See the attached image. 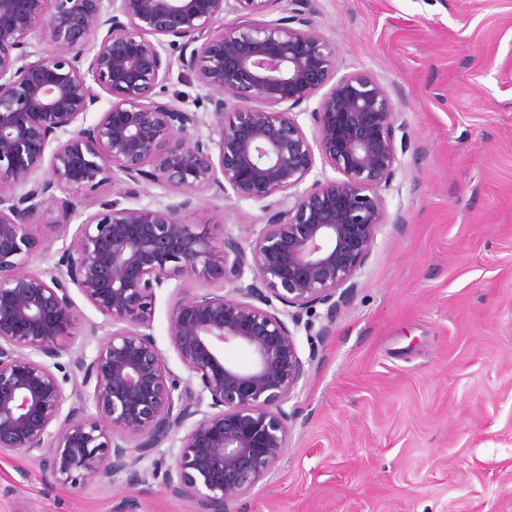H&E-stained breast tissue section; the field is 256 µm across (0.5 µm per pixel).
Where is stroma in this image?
Wrapping results in <instances>:
<instances>
[{"label": "stroma", "instance_id": "35a3bbf8", "mask_svg": "<svg viewBox=\"0 0 512 512\" xmlns=\"http://www.w3.org/2000/svg\"><path fill=\"white\" fill-rule=\"evenodd\" d=\"M338 74L366 71L410 148L350 305L318 344L288 450L243 512H512V0H311ZM214 241L257 202L200 193ZM171 289L152 332L171 371ZM0 512H196L160 480L81 487L0 456Z\"/></svg>", "mask_w": 512, "mask_h": 512}]
</instances>
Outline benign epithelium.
<instances>
[{"mask_svg": "<svg viewBox=\"0 0 512 512\" xmlns=\"http://www.w3.org/2000/svg\"><path fill=\"white\" fill-rule=\"evenodd\" d=\"M227 10L239 21L224 23ZM173 51L211 111L164 97ZM104 94L108 107L81 123ZM315 98L309 136L296 108ZM407 145L382 83L336 77L308 0H0V453L61 483L134 489L168 444L165 491L233 512L288 449L298 409L287 404L378 232L403 223L383 192ZM111 184L164 200L133 206L130 191L105 195ZM202 191L264 203L265 224L216 246L205 222L184 220ZM42 219L62 240L54 252L32 234ZM173 280L220 283L173 288L169 342L195 389L180 388L151 333ZM74 289L112 331L92 354L69 353L81 384L68 390L57 372L60 338L82 315ZM319 306L316 330L303 316ZM228 346L250 363L226 360Z\"/></svg>", "mask_w": 512, "mask_h": 512, "instance_id": "benign-epithelium-1", "label": "benign epithelium"}]
</instances>
